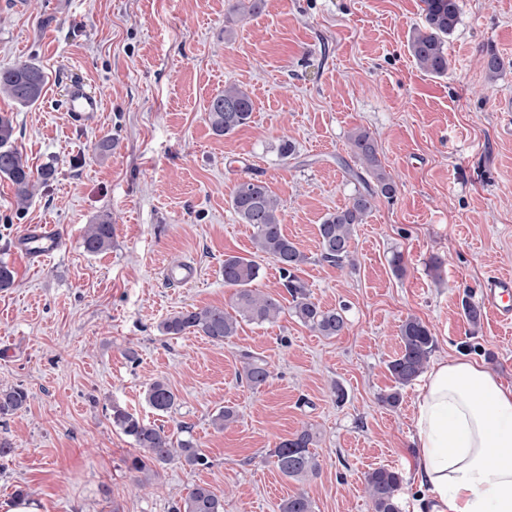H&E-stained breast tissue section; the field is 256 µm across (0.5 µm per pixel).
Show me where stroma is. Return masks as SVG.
I'll return each mask as SVG.
<instances>
[{"label": "stroma", "instance_id": "obj_1", "mask_svg": "<svg viewBox=\"0 0 512 512\" xmlns=\"http://www.w3.org/2000/svg\"><path fill=\"white\" fill-rule=\"evenodd\" d=\"M232 2L0 0V68L27 60L49 77L37 104L17 109L0 95V112L13 111L33 167L57 169L23 207L0 179V261L15 278L0 290V386L29 395L0 417L13 448L0 466V512L20 490L43 512H170L197 484L223 497L224 512H278L296 493L313 512H373L365 477L377 467L402 474L400 510L414 512L419 386L404 387L397 407L380 401L394 386L386 365L402 321L428 326L433 360L478 361L512 387V325L487 313L472 328L463 307L489 276L512 274V0H461L441 77L408 51L421 0H265L247 17ZM491 53L504 62L494 78ZM74 79L103 101L78 122L65 99ZM229 83L255 112L218 136L205 106ZM357 128L375 139L397 192L375 199L354 265L339 268L322 260L317 226L355 191L344 165ZM285 140L294 157H281ZM254 176L276 192L284 230L308 257L300 276L315 302L342 314L343 333L317 335L285 313L221 343L163 335L161 321L182 308L228 307L224 257L252 250L229 198ZM105 215L112 247L89 254L84 229ZM33 224L61 240L41 262L18 245ZM186 263L194 287L164 279ZM246 352L272 372L260 388L240 378ZM157 379L177 396L166 414L144 399ZM115 404L184 431L209 466L129 471L136 448L112 423ZM225 406L238 418L219 431L212 418ZM304 429L318 472L297 481L269 452Z\"/></svg>", "mask_w": 512, "mask_h": 512}]
</instances>
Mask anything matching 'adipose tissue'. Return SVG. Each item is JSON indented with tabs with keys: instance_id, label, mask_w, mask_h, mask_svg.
<instances>
[{
	"instance_id": "adipose-tissue-1",
	"label": "adipose tissue",
	"mask_w": 512,
	"mask_h": 512,
	"mask_svg": "<svg viewBox=\"0 0 512 512\" xmlns=\"http://www.w3.org/2000/svg\"><path fill=\"white\" fill-rule=\"evenodd\" d=\"M414 426L419 512H512V388L477 362H438Z\"/></svg>"
}]
</instances>
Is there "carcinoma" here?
I'll use <instances>...</instances> for the list:
<instances>
[{
  "mask_svg": "<svg viewBox=\"0 0 512 512\" xmlns=\"http://www.w3.org/2000/svg\"><path fill=\"white\" fill-rule=\"evenodd\" d=\"M424 24L414 29L408 51L426 73L442 76L448 72L446 38L460 21V0H422ZM48 83L44 69L31 61L18 62L0 69V93L15 105L25 108L36 104ZM254 104L250 95L237 85H228L208 103L206 120L217 136H226L251 121ZM355 166L345 165L346 173L358 184L347 204L328 213L317 225L322 260L337 267L353 263L351 250L355 226L366 223L375 197L391 198L397 187L378 157V149L369 132L357 128L349 135ZM55 176V166L49 162L33 169L16 146V126L11 112H0V178L8 180L15 192L17 204L25 205L34 196L37 185L46 184ZM231 209L240 224L252 229L254 252L248 256H224V287L232 290L231 310L204 306L184 308L167 317L160 325L167 336L199 334L214 342L238 335L241 323L262 324L276 320L284 311L280 301L255 288L262 277L260 259L274 262L282 286L291 297L290 313L313 332L324 337L340 335L345 328L343 316L334 309H325L312 300L307 284L298 276L308 257L284 232V214L278 196L269 182L249 178L235 186L230 195ZM112 224L102 217L86 226L82 245L86 252L98 254L112 246ZM435 350L430 329L417 317L402 321L399 351L387 364L395 389L380 396L382 402L394 406L400 399V389L410 385L425 370ZM241 377L252 388L268 381L271 371L265 360L244 355ZM177 396L163 380L152 381L145 390L147 405L157 413H168ZM28 393L20 386L0 388V416L22 409ZM238 412L225 406L214 416L212 424L224 430L236 421ZM112 424L130 437L140 454L127 460L131 471L145 472L173 462L196 469L210 465L209 458L191 440H174L164 427L152 424L119 406L112 407ZM312 434L304 429L292 438L279 442L271 451L272 464L285 477L305 479L316 474L318 465L310 451ZM402 475L391 469L379 468L367 474L366 490L373 512H400L398 491ZM172 512H224V500L205 484H198L182 503L172 506ZM279 512H313L312 502L303 493L282 500Z\"/></svg>",
  "mask_w": 512,
  "mask_h": 512,
  "instance_id": "1",
  "label": "carcinoma"
}]
</instances>
